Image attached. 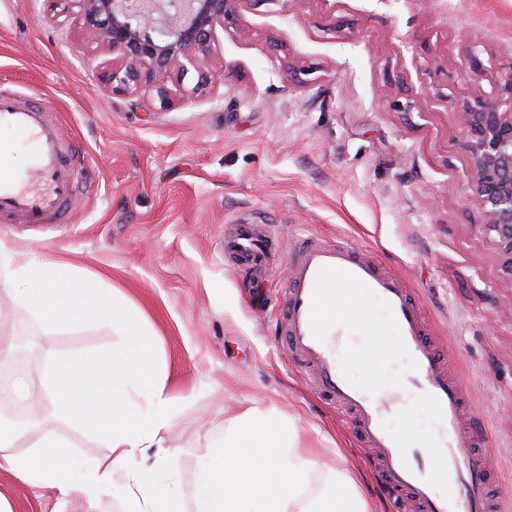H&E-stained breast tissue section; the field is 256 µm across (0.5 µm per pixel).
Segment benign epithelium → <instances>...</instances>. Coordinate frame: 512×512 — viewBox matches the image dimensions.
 <instances>
[{
  "label": "benign epithelium",
  "instance_id": "benign-epithelium-1",
  "mask_svg": "<svg viewBox=\"0 0 512 512\" xmlns=\"http://www.w3.org/2000/svg\"><path fill=\"white\" fill-rule=\"evenodd\" d=\"M88 42L113 55L107 82L112 90L152 88L168 102L166 83L195 74L188 99L224 82V72L205 59L217 28L235 0H75ZM503 90L512 100V61ZM505 98V99H507ZM500 96L481 97L459 112L473 160L471 187L482 199L502 270L512 277V108Z\"/></svg>",
  "mask_w": 512,
  "mask_h": 512
}]
</instances>
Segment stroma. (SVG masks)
I'll return each mask as SVG.
<instances>
[{"label": "stroma", "mask_w": 512, "mask_h": 512, "mask_svg": "<svg viewBox=\"0 0 512 512\" xmlns=\"http://www.w3.org/2000/svg\"><path fill=\"white\" fill-rule=\"evenodd\" d=\"M75 0H0V90L45 101L75 140L94 191L64 224H0V246L44 252L121 296L157 337L166 391L178 407L172 449L145 478L185 502L196 476L223 470L224 438L250 408L289 428L312 455L313 490L349 471L371 512H404L385 493L343 411L321 399L279 340L299 238H346L399 277L424 308L493 460L490 486L512 497V277L471 187L472 158L456 114L500 94L512 61V0H237L208 65L224 83L188 100L194 76L154 90H107L106 56L88 44ZM239 224H263L282 256L265 276L224 257ZM362 309L377 342L343 357L345 378L376 391L400 363L398 337L376 298ZM0 325L27 333L0 385L40 381L42 350L105 352L109 322L53 336L0 296ZM32 422L65 436L79 460L105 442L62 419L51 399L18 400ZM386 422L423 442L435 422L411 402ZM342 455H335V448ZM16 512H50L56 489L0 471Z\"/></svg>", "instance_id": "obj_1"}]
</instances>
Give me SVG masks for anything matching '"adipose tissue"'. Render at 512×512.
<instances>
[{"label": "adipose tissue", "mask_w": 512, "mask_h": 512, "mask_svg": "<svg viewBox=\"0 0 512 512\" xmlns=\"http://www.w3.org/2000/svg\"><path fill=\"white\" fill-rule=\"evenodd\" d=\"M0 263L11 269L0 291L10 294L15 306L43 319L44 335L101 320L123 328L120 345L104 353L68 356L50 347L43 351L58 414L97 433L109 454L98 459L80 483H73L66 441L47 430L35 439L32 454L18 453L28 431L1 416L0 471L33 488L51 486L61 495L78 492L91 500L111 491L119 474L125 479L123 512H338L340 502L345 512H370L347 471H334L321 493L311 491L313 461L283 430L261 458L252 455L246 441L232 438L233 463L219 475L208 469L200 472L201 493L193 509H186L178 495H159L144 481L142 469L147 449L165 446L175 408L165 393L154 333L119 295L77 276L69 264L36 253L21 260L3 248Z\"/></svg>", "instance_id": "1"}]
</instances>
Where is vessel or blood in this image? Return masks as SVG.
I'll return each mask as SVG.
<instances>
[{
	"mask_svg": "<svg viewBox=\"0 0 512 512\" xmlns=\"http://www.w3.org/2000/svg\"><path fill=\"white\" fill-rule=\"evenodd\" d=\"M19 144L36 159L34 184L18 183L13 160ZM79 157L77 145L64 138L43 104L0 94V223L64 222L77 192L92 188L81 174ZM275 251L274 237L259 233L253 224L239 225L224 244L225 256L251 268L268 265ZM289 265L292 279L281 313V342L310 374L314 390L350 414L362 447L384 480L402 493L412 512H502L503 502L490 490L491 459L477 450L485 429L466 419L462 391L430 344L425 313L408 289L347 241L304 239ZM333 289L343 292L345 307L338 314L319 304ZM364 294L382 304L410 366L407 374L375 393L347 383L336 365L347 336L377 333L374 327L354 324ZM412 394L436 422L424 449L437 456L438 467L425 466L422 449L396 439L383 423ZM440 482L454 486L455 494L438 496Z\"/></svg>",
	"mask_w": 512,
	"mask_h": 512,
	"instance_id": "b4317fda",
	"label": "vessel or blood"
}]
</instances>
